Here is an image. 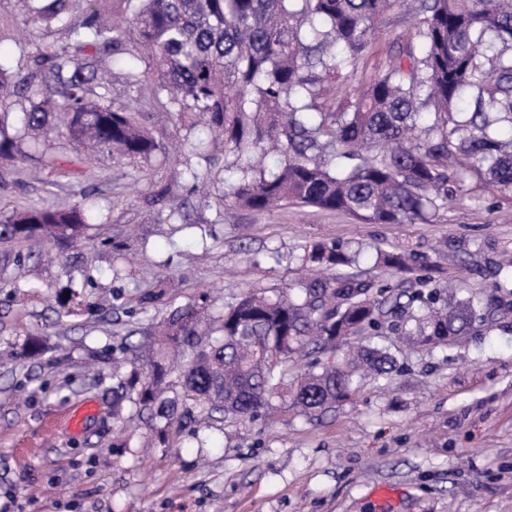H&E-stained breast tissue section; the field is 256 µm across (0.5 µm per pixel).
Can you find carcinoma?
<instances>
[{"instance_id": "carcinoma-1", "label": "carcinoma", "mask_w": 512, "mask_h": 512, "mask_svg": "<svg viewBox=\"0 0 512 512\" xmlns=\"http://www.w3.org/2000/svg\"><path fill=\"white\" fill-rule=\"evenodd\" d=\"M25 35L43 26L66 32L68 43L46 41L36 55H20L7 78L0 67V103L17 97L23 152L0 120V160H30L43 170L76 178L90 156L49 142L62 118L68 142L119 158H148L157 141L120 103L103 63L122 54L148 63L165 111L207 125L240 161L224 197L263 213L295 202L352 214L375 224H414L457 199L475 173L512 188V0H420L422 20L405 57L392 61L337 112L323 110L321 85L367 52L375 23L398 0H124L127 25L112 23V0H19ZM467 93L470 112L458 111ZM282 156L267 172L255 155ZM87 211L67 207L0 209V244L49 241L64 252L83 235ZM383 264L411 268L403 252L382 251ZM304 264L331 276L299 283L303 299L248 291L217 317L196 306L169 313L143 344L130 370L113 372L112 414L129 398L155 420L164 440L195 421L194 410L251 417L289 390L305 414L347 399L361 369L384 374L393 359L362 345L344 367L316 361L303 371L293 357L338 336L367 335L380 327L382 302L371 285L347 271L355 259L340 244L304 249ZM442 291H419L427 314L414 317L416 335L429 341L455 336L478 317L482 297L436 308ZM57 346L29 335L25 358ZM181 377L180 401L168 397L172 373Z\"/></svg>"}]
</instances>
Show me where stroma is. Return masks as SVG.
I'll use <instances>...</instances> for the list:
<instances>
[{"label":"stroma","instance_id":"35a3bbf8","mask_svg":"<svg viewBox=\"0 0 512 512\" xmlns=\"http://www.w3.org/2000/svg\"><path fill=\"white\" fill-rule=\"evenodd\" d=\"M420 19L415 0L382 17L355 72L325 82V106L380 74ZM110 69L118 82L143 72L130 103L157 153H100L83 176L63 180L0 162V209L92 202L90 244L30 276L17 277L16 248L0 247V512H374L369 494L382 484L401 492L393 512H512V314L435 344L414 336L409 314L386 315L370 343L395 370L357 374L348 400L312 415L277 396L257 417L215 413L163 442L136 408L113 421V353L130 331L202 300L216 316L241 293L275 296L296 283L317 242L355 253L370 297L390 306L412 293V276L440 287L459 271L457 298L483 291L511 304L512 190L469 176L454 204L416 224L294 204L257 213L225 200L233 152L213 145L205 125L173 127L144 62L126 56ZM393 249L412 257V273L380 261ZM87 278L102 312L65 313L60 293ZM159 285L165 305L139 309ZM31 334L56 351L18 357ZM87 401L95 414L70 431L67 414Z\"/></svg>","mask_w":512,"mask_h":512}]
</instances>
